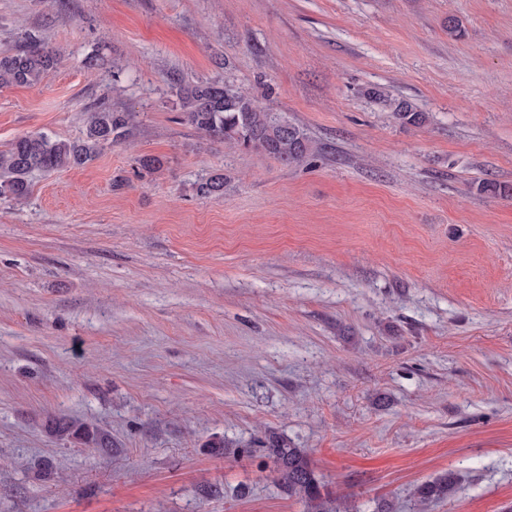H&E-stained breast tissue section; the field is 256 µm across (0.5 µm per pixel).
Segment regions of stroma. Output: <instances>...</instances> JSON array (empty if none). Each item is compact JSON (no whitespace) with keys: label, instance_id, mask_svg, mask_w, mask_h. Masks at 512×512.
<instances>
[{"label":"stroma","instance_id":"stroma-1","mask_svg":"<svg viewBox=\"0 0 512 512\" xmlns=\"http://www.w3.org/2000/svg\"><path fill=\"white\" fill-rule=\"evenodd\" d=\"M28 33L62 55L0 88V151L136 122L0 200V512H305L271 432L358 512L450 471L428 512H512V0H0ZM224 79L320 154L202 139L174 86ZM372 94L379 100L382 98L385 105L388 106L396 120L408 125H422L427 121L425 112H421L411 102L401 99H393L386 97L379 91H373ZM385 97L387 99H385ZM54 432L63 437H71L85 448H108L111 446L110 438L104 432L84 425L68 424L59 422Z\"/></svg>","mask_w":512,"mask_h":512}]
</instances>
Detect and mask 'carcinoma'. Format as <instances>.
Here are the masks:
<instances>
[{"label":"carcinoma","instance_id":"obj_1","mask_svg":"<svg viewBox=\"0 0 512 512\" xmlns=\"http://www.w3.org/2000/svg\"><path fill=\"white\" fill-rule=\"evenodd\" d=\"M58 51L35 35L26 38L15 50L0 52V87L34 86L55 67ZM183 110V118L204 138L224 141L232 147L262 152L284 165L311 162L317 147L303 128L293 123L288 114L275 112L259 102L251 93L229 81L175 85ZM396 120L408 125H422L426 113L411 102L387 98ZM134 114L96 108L88 112L85 130L75 139H58L44 133L29 134L14 140L0 152V198L15 201L29 193L28 176L35 170L54 171L78 168L96 159L107 144H119L132 134ZM224 174L214 173L201 185L206 194L224 193ZM54 432L71 437L86 448H107L110 438L104 432L84 425L59 422ZM265 455L278 473L279 486L290 498L303 502L307 512H351L344 499L332 500L321 493V481L306 449L295 448L271 434L266 440ZM457 477L449 472L416 487L419 506L447 498L454 493Z\"/></svg>","mask_w":512,"mask_h":512}]
</instances>
